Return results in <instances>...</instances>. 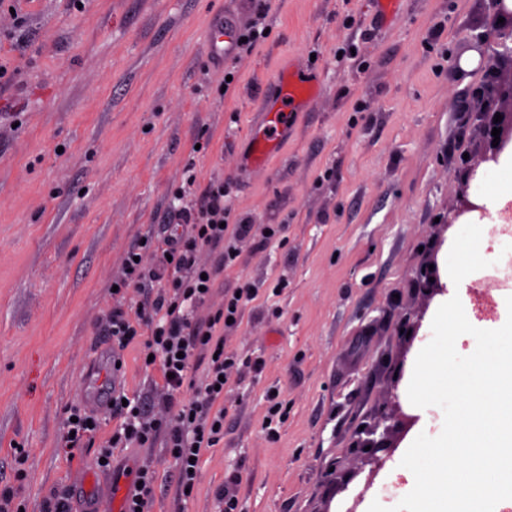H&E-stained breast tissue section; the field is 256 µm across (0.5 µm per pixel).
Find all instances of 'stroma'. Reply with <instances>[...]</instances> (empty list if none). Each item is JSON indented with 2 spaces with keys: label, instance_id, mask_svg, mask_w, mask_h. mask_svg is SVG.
<instances>
[{
  "label": "stroma",
  "instance_id": "35a3bbf8",
  "mask_svg": "<svg viewBox=\"0 0 512 512\" xmlns=\"http://www.w3.org/2000/svg\"><path fill=\"white\" fill-rule=\"evenodd\" d=\"M261 10L268 37L211 63V25ZM489 14V0H399L390 25L374 0H18L0 10V486L27 512H42L52 491L88 512L78 490L91 475L111 495L97 456L114 421L102 418L72 452L65 420L90 396H144L159 381L136 343L113 373L105 323L128 246L158 235L191 170L202 185L229 182L237 218L286 227L280 244L243 240L219 289L288 286L224 333L265 366L225 393L224 438L204 451L192 496L180 499L163 449H115V468L154 462L150 512H219L232 473L241 512H368L396 498L408 435L375 434L377 453L356 442L378 412L413 411L401 390L442 291L417 272L437 264L454 212L474 197L472 171L487 165L464 111L512 108L503 95L476 97L484 68L459 65L479 56ZM341 47L353 55L337 60ZM292 64L320 78L323 96L289 113L267 167L249 169L261 78ZM499 291H512V257L483 269L467 318H495ZM270 389L283 403L272 436Z\"/></svg>",
  "mask_w": 512,
  "mask_h": 512
}]
</instances>
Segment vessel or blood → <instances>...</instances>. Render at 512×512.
Masks as SVG:
<instances>
[{"mask_svg":"<svg viewBox=\"0 0 512 512\" xmlns=\"http://www.w3.org/2000/svg\"><path fill=\"white\" fill-rule=\"evenodd\" d=\"M233 45V21L216 22L208 37L207 52L210 58L223 62ZM266 87L267 96L259 105V130L249 142L248 161L256 167L264 164L284 139L288 125L285 111L313 105L320 83L312 78L282 73L269 80Z\"/></svg>","mask_w":512,"mask_h":512,"instance_id":"b4317fda","label":"vessel or blood"}]
</instances>
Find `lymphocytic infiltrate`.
Returning a JSON list of instances; mask_svg holds the SVG:
<instances>
[{
  "label": "lymphocytic infiltrate",
  "instance_id": "1",
  "mask_svg": "<svg viewBox=\"0 0 512 512\" xmlns=\"http://www.w3.org/2000/svg\"><path fill=\"white\" fill-rule=\"evenodd\" d=\"M228 194L223 179L201 188L195 176H188L176 195L178 207L165 218L171 231L162 243L154 244L147 237L128 248L123 274L114 281L119 306L108 317L105 331L115 349L139 343L142 357L151 358L159 369L162 384L150 405L141 397L116 391L105 414L70 409L67 448H82L93 426L106 415L117 426L107 447L99 451L105 466H112L114 449L149 448L160 440L172 453L180 488H195L204 450L224 437V392L219 383L243 372L237 355L225 348L224 331L228 320H240L260 292L255 283H244L238 291L225 293L222 304L207 318L196 316L225 269L237 261L238 241L254 233L253 225L232 221ZM203 251L214 253V260L201 263ZM148 252L160 266L151 276L160 283L156 289L146 285L150 275L142 258ZM198 363L204 366L203 374L191 377Z\"/></svg>",
  "mask_w": 512,
  "mask_h": 512
}]
</instances>
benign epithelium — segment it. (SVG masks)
Segmentation results:
<instances>
[{
	"label": "benign epithelium",
	"instance_id": "obj_1",
	"mask_svg": "<svg viewBox=\"0 0 512 512\" xmlns=\"http://www.w3.org/2000/svg\"><path fill=\"white\" fill-rule=\"evenodd\" d=\"M492 10V23L490 28L478 36L481 44V64L485 68L486 78L478 96L489 97L497 94H507L512 98V85L508 89H503L499 84L497 73V62L503 58L512 59V12L502 7V0H489ZM504 19V22H498V19ZM494 112H472L468 119L480 123L488 138L489 154L486 157L488 161L497 160L498 154L504 149L509 139L512 138V115L509 119L494 122ZM499 128L500 140L498 145H493L494 136L491 135L493 129Z\"/></svg>",
	"mask_w": 512,
	"mask_h": 512
}]
</instances>
